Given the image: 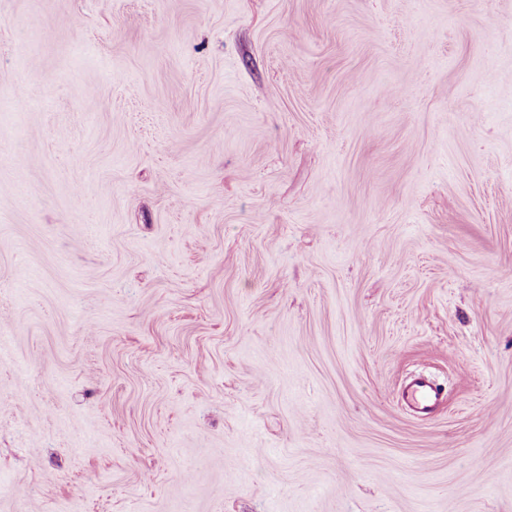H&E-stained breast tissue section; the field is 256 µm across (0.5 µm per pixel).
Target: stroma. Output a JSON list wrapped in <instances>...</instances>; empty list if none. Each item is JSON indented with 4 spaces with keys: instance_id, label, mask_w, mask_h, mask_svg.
<instances>
[{
    "instance_id": "1",
    "label": "stroma",
    "mask_w": 512,
    "mask_h": 512,
    "mask_svg": "<svg viewBox=\"0 0 512 512\" xmlns=\"http://www.w3.org/2000/svg\"><path fill=\"white\" fill-rule=\"evenodd\" d=\"M0 512H512V0H0ZM444 391L424 377L409 380L402 391L404 405L422 417L432 414L444 401Z\"/></svg>"
}]
</instances>
